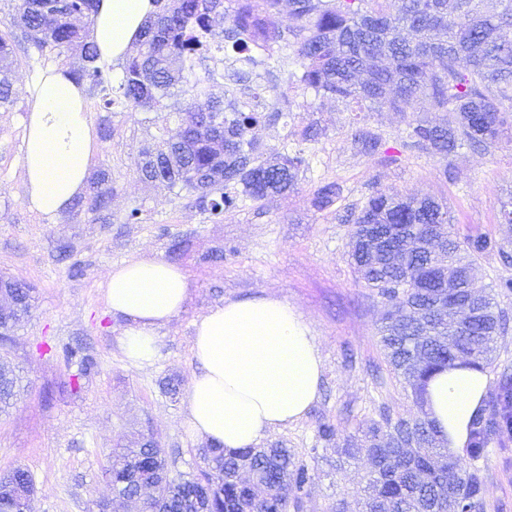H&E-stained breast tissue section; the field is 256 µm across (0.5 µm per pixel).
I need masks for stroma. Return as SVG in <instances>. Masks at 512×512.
<instances>
[{
  "label": "stroma",
  "instance_id": "obj_1",
  "mask_svg": "<svg viewBox=\"0 0 512 512\" xmlns=\"http://www.w3.org/2000/svg\"><path fill=\"white\" fill-rule=\"evenodd\" d=\"M14 6L15 0H0V35L10 36L17 60L15 100L0 107V275L30 284L34 301L28 319L0 341V364H9L20 379L18 396L0 411V472L16 466L30 472L34 512H99V503L112 497L103 473L106 457L121 439L137 434L151 435L162 455L175 459L176 472L196 473L202 442L184 428L186 395L167 394L162 384L169 377L188 383L196 372L191 346L199 316L227 299L276 295L308 321L324 374L307 415L268 433L262 443H285L315 469L302 512H331L339 504L358 512L365 466L318 442V423H333L343 437L355 434L379 407L396 417L413 416L416 408L394 375L374 371L384 362L378 329L386 307L348 260L352 226L344 217L377 190L428 196L447 205L459 238L512 242V224L501 221L503 204L512 202V137L489 154L465 145L445 159L403 147L410 124L443 119L425 100L403 117L353 112L297 88L272 86L266 103L283 115L256 135L267 148L302 153L308 165L293 190L246 202L215 223L192 198L175 197L139 176L138 152L158 141L166 113L150 121L142 112H105L92 97L89 119L110 135L98 139L91 170L112 179V221L84 208L50 220L25 203V81L45 67L70 68L75 59L29 50L12 24ZM313 121L321 134L304 140L302 131ZM359 132L379 136L377 152H360ZM447 168L452 176H444ZM328 182L340 185L341 196L317 209L314 194ZM134 207L142 211L140 223H125ZM175 243L181 251L173 257ZM65 246L71 250L67 261L61 257ZM142 257L171 260L191 293L181 314L158 330L153 361L135 364L125 355L124 323L109 313L101 282L112 265ZM74 261L81 268L76 275L69 271ZM76 341L98 363L79 387L60 353L63 344ZM484 467L486 512H512V441L491 444Z\"/></svg>",
  "mask_w": 512,
  "mask_h": 512
}]
</instances>
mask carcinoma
<instances>
[{"label": "carcinoma", "mask_w": 512, "mask_h": 512, "mask_svg": "<svg viewBox=\"0 0 512 512\" xmlns=\"http://www.w3.org/2000/svg\"><path fill=\"white\" fill-rule=\"evenodd\" d=\"M157 12L144 26L137 53L119 78L97 63V48L86 42V26L97 0H17L16 19L38 55L50 48L61 56L80 51L68 74L87 85L104 112H181L164 128L161 142L140 151L145 182H164L186 191L209 218L251 201L291 190L304 159L268 150L251 136L262 123L278 120L258 102L210 88L225 80L247 88L271 74L270 60L293 53L297 71L287 80L321 100L341 102L353 112H397L426 99L448 113L444 125L418 123L404 147L431 150L444 158L458 145L489 153L512 131V0H288L295 26L283 29V0H156ZM231 48L227 67L193 76L195 59ZM14 64L9 41L0 38V106L13 103L8 74ZM336 183L320 186L313 204L323 210L339 198ZM112 185L106 172L91 183L90 210H108ZM354 224L350 257L366 285L390 307L381 347L391 373L409 390L417 408L411 418L384 408L359 426L362 439L344 438V454L369 465L363 512H483L487 483L479 461L489 444L512 438V376L501 375L487 409L472 420V439L462 453L448 448L424 409L433 373L460 362L481 371L495 360L496 340L507 332V317L496 295L476 286L474 258L495 252L505 263L512 253L487 236L464 241L452 231L448 212L433 199L406 198L377 190ZM386 233L383 254L371 259L360 246L365 225ZM21 287L25 303L0 318V340L31 308L33 288ZM62 356L76 364V378L97 364L79 346ZM16 380L0 375V405L15 396ZM140 436L133 447L113 450L106 475L112 512L143 499L142 512H195L194 494L206 493L211 512H301L314 472L283 445L226 453L199 449V473L173 475L168 461ZM0 512H34L31 475L14 468L0 475Z\"/></svg>", "instance_id": "cac0c4a2"}]
</instances>
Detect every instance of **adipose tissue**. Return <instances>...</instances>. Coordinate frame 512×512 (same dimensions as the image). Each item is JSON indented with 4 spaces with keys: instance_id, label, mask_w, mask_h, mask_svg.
<instances>
[{
    "instance_id": "1",
    "label": "adipose tissue",
    "mask_w": 512,
    "mask_h": 512,
    "mask_svg": "<svg viewBox=\"0 0 512 512\" xmlns=\"http://www.w3.org/2000/svg\"><path fill=\"white\" fill-rule=\"evenodd\" d=\"M155 11L154 0H99L90 35L101 62L123 60ZM94 146L82 86L62 69L40 74L22 158L30 208L48 218L67 211L87 186ZM188 294L185 274L165 261L130 260L112 268L104 296L113 317L127 324L129 359L153 360L158 329L183 311ZM192 353L200 371L189 383L185 422L193 437L224 450L256 446L269 430L305 417L318 398L323 360L308 322L285 299L228 300L211 308L194 323ZM489 385L486 372L464 367L429 381L425 410L449 448L466 447Z\"/></svg>"
}]
</instances>
